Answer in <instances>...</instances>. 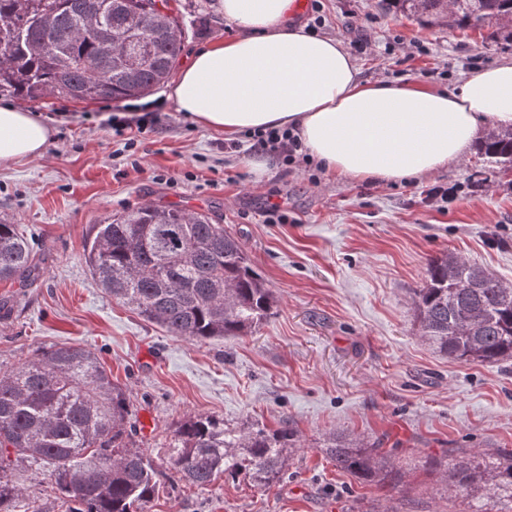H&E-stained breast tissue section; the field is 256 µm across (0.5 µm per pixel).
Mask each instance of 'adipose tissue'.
Returning a JSON list of instances; mask_svg holds the SVG:
<instances>
[{
	"instance_id": "ef3b65f1",
	"label": "adipose tissue",
	"mask_w": 512,
	"mask_h": 512,
	"mask_svg": "<svg viewBox=\"0 0 512 512\" xmlns=\"http://www.w3.org/2000/svg\"><path fill=\"white\" fill-rule=\"evenodd\" d=\"M238 34L200 48L170 95L196 125L232 136L289 128L336 176L378 184L461 161L490 131L512 126V62L450 91L362 81L347 50L294 20V0H220ZM51 129L0 104V165L42 157Z\"/></svg>"
}]
</instances>
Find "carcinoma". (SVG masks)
Instances as JSON below:
<instances>
[{"instance_id": "obj_1", "label": "carcinoma", "mask_w": 512, "mask_h": 512, "mask_svg": "<svg viewBox=\"0 0 512 512\" xmlns=\"http://www.w3.org/2000/svg\"><path fill=\"white\" fill-rule=\"evenodd\" d=\"M395 15L426 26L491 29L512 47V0H379ZM185 39L170 0H0V92L21 100L48 96L94 101L148 94L171 74ZM499 170H512V128L480 143ZM91 274L112 298L175 336L204 342L253 333L273 313L272 289L241 243L206 213L148 203L94 226L84 246ZM36 254L19 225L0 220V282L28 287ZM418 333L467 365L512 359V286L475 262L430 261L414 292ZM130 405L97 354L80 344L53 345L0 371V512L21 489L12 460L51 468L69 512H149L163 477L127 429ZM301 447L297 431L224 426L199 413L182 419L167 449L177 481L208 488L218 477L271 489ZM322 452L336 468L395 490L402 474L393 450L343 434ZM427 465L465 507L454 512H512V450L456 449Z\"/></svg>"}]
</instances>
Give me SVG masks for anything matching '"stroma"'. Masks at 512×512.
Wrapping results in <instances>:
<instances>
[{
  "instance_id": "35a3bbf8",
  "label": "stroma",
  "mask_w": 512,
  "mask_h": 512,
  "mask_svg": "<svg viewBox=\"0 0 512 512\" xmlns=\"http://www.w3.org/2000/svg\"><path fill=\"white\" fill-rule=\"evenodd\" d=\"M186 31L177 60L235 36L220 0H171ZM299 13L349 46L363 80L447 91L477 70L512 61V48L459 28L425 27L378 0H319ZM145 95L168 119L135 148L107 117L126 101L54 97L23 102L53 130L43 157L0 167V219L30 236L42 267L0 318V368L38 349L78 343L95 353L129 399L136 444L163 460L176 424L197 413L241 428L290 422L302 447L280 487L217 480L204 490L163 479L150 512H350L382 490L342 472L321 451L332 434L423 457L448 448H512V360L465 365L417 333L412 297L430 260L453 254L512 285V178L479 150L459 164L381 185L269 163L255 173L225 155L224 135L194 125L167 100ZM457 196L425 202L422 190ZM146 203L208 211L237 238L278 303L253 333L196 343L112 300L92 277L84 243L95 224ZM279 205L287 223H268ZM397 495L407 512H448L436 478L409 466ZM10 474L13 512H68L46 465L27 458Z\"/></svg>"
}]
</instances>
